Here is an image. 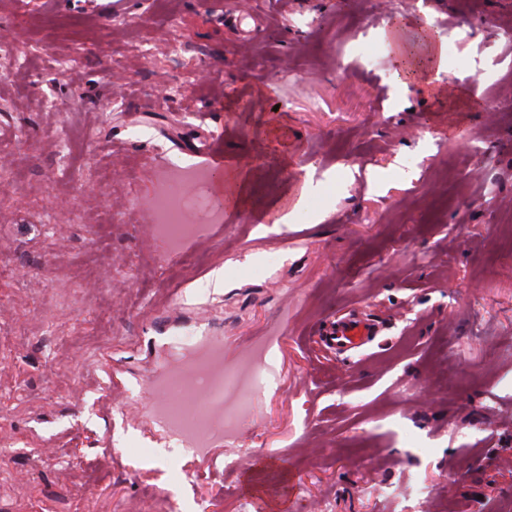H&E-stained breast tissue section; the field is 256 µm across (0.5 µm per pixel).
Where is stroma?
<instances>
[{"instance_id": "35a3bbf8", "label": "stroma", "mask_w": 512, "mask_h": 512, "mask_svg": "<svg viewBox=\"0 0 512 512\" xmlns=\"http://www.w3.org/2000/svg\"><path fill=\"white\" fill-rule=\"evenodd\" d=\"M510 34L512 0H0V512H512ZM217 136L249 197L170 256L154 175ZM188 329L277 369L200 453L151 412ZM371 332V326L368 323L358 319H349L339 324L331 333L329 344L339 348L354 346L370 336Z\"/></svg>"}]
</instances>
